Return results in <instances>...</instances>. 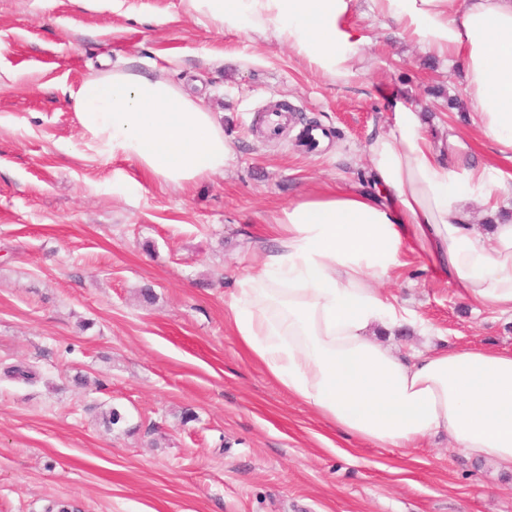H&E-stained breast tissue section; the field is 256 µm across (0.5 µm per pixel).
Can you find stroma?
<instances>
[{
	"mask_svg": "<svg viewBox=\"0 0 512 512\" xmlns=\"http://www.w3.org/2000/svg\"><path fill=\"white\" fill-rule=\"evenodd\" d=\"M352 21L369 50L344 83L181 0H0V512H512V471L441 435L413 448L332 436L234 334L229 295L268 225L306 192L373 191L364 146L395 102L512 182L461 68L403 40L370 0ZM112 69L197 97L231 165L180 188L89 148L69 95ZM275 102L296 124L272 138L258 121ZM312 126L329 135L309 148ZM402 261L381 289L428 330L377 339L402 355L512 352V315L462 301L419 254Z\"/></svg>",
	"mask_w": 512,
	"mask_h": 512,
	"instance_id": "stroma-1",
	"label": "stroma"
}]
</instances>
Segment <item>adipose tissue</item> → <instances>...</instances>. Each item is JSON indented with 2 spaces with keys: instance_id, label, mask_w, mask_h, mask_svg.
<instances>
[{
  "instance_id": "ef3b65f1",
  "label": "adipose tissue",
  "mask_w": 512,
  "mask_h": 512,
  "mask_svg": "<svg viewBox=\"0 0 512 512\" xmlns=\"http://www.w3.org/2000/svg\"><path fill=\"white\" fill-rule=\"evenodd\" d=\"M216 28L271 35L315 73L343 80L362 60L355 0H185ZM423 50L457 61L475 124L512 161V0H372ZM90 148L173 186L223 170L232 148L215 113L168 81L115 70L71 95ZM379 190L305 193L281 211L276 246L240 278L229 309L248 357L336 433L388 448L444 435L512 471V353L400 357L371 331L414 324L379 285L417 250L459 298L512 313V220L478 232L466 204L495 212L512 190L492 164H442L419 112L395 103L365 146Z\"/></svg>"
}]
</instances>
